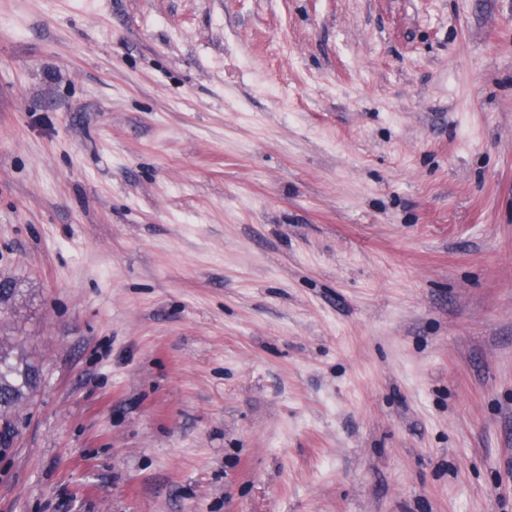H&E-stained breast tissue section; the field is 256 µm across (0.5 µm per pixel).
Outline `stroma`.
Here are the masks:
<instances>
[{"label":"stroma","instance_id":"stroma-1","mask_svg":"<svg viewBox=\"0 0 512 512\" xmlns=\"http://www.w3.org/2000/svg\"><path fill=\"white\" fill-rule=\"evenodd\" d=\"M0 512H512V0H0ZM37 373L32 365L12 355V350L0 346V444L7 448L11 444L12 409L33 390Z\"/></svg>","mask_w":512,"mask_h":512}]
</instances>
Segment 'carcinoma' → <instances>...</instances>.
Here are the masks:
<instances>
[{
    "label": "carcinoma",
    "instance_id": "1",
    "mask_svg": "<svg viewBox=\"0 0 512 512\" xmlns=\"http://www.w3.org/2000/svg\"><path fill=\"white\" fill-rule=\"evenodd\" d=\"M37 373L28 362L12 355V350L0 346V445L11 444L12 409L33 390Z\"/></svg>",
    "mask_w": 512,
    "mask_h": 512
}]
</instances>
